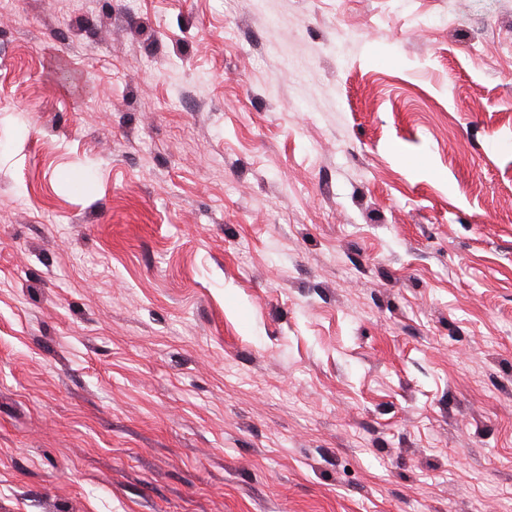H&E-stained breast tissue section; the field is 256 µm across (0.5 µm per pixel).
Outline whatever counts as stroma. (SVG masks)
<instances>
[{"mask_svg":"<svg viewBox=\"0 0 512 512\" xmlns=\"http://www.w3.org/2000/svg\"><path fill=\"white\" fill-rule=\"evenodd\" d=\"M0 512H512V0H0Z\"/></svg>","mask_w":512,"mask_h":512,"instance_id":"stroma-1","label":"stroma"}]
</instances>
